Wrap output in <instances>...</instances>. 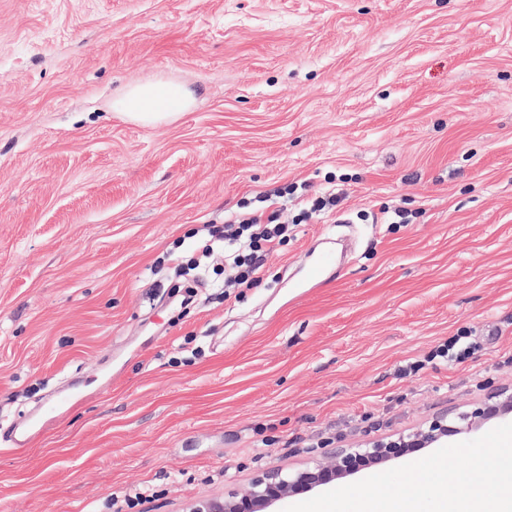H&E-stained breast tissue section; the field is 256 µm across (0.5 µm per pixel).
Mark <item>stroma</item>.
Here are the masks:
<instances>
[{"instance_id": "obj_1", "label": "stroma", "mask_w": 512, "mask_h": 512, "mask_svg": "<svg viewBox=\"0 0 512 512\" xmlns=\"http://www.w3.org/2000/svg\"><path fill=\"white\" fill-rule=\"evenodd\" d=\"M158 77L193 95L179 120L112 111ZM286 185L343 201L300 222L289 200L254 287L223 291L220 251L187 269ZM340 238L338 273L291 293ZM461 334L469 357L432 358ZM495 388L512 0H0V512H190Z\"/></svg>"}]
</instances>
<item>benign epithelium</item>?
<instances>
[{"label":"benign epithelium","instance_id":"benign-epithelium-1","mask_svg":"<svg viewBox=\"0 0 512 512\" xmlns=\"http://www.w3.org/2000/svg\"><path fill=\"white\" fill-rule=\"evenodd\" d=\"M492 390L487 398L467 411H448L436 416L429 425L408 437L382 440L369 448H337L325 460H318L303 469L286 471L270 468L254 479L243 492H230L222 499H207L196 504L191 512H270L273 504L294 494L310 491L336 479L351 476L362 468L397 459L428 445L446 443L460 431V425L484 423L512 409V397L499 401Z\"/></svg>","mask_w":512,"mask_h":512}]
</instances>
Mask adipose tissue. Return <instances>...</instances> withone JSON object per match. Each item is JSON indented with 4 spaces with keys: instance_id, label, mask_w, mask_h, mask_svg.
Instances as JSON below:
<instances>
[{
    "instance_id": "adipose-tissue-1",
    "label": "adipose tissue",
    "mask_w": 512,
    "mask_h": 512,
    "mask_svg": "<svg viewBox=\"0 0 512 512\" xmlns=\"http://www.w3.org/2000/svg\"><path fill=\"white\" fill-rule=\"evenodd\" d=\"M193 104L191 92L181 83L155 78L128 87L112 102V110L139 125L176 121Z\"/></svg>"
}]
</instances>
